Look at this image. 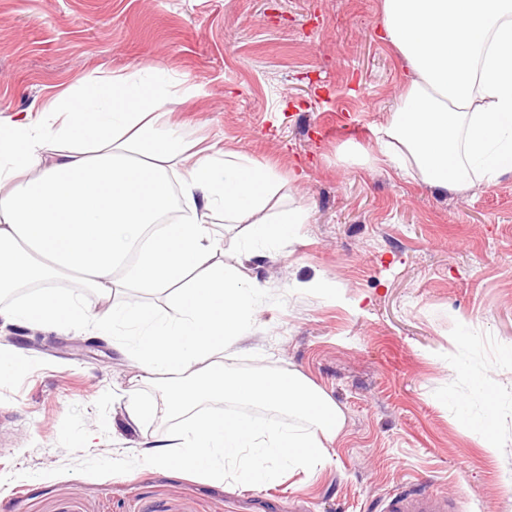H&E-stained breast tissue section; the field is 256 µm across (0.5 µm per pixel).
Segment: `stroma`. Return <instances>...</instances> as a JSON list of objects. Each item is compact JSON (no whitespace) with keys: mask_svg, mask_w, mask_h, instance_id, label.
I'll list each match as a JSON object with an SVG mask.
<instances>
[{"mask_svg":"<svg viewBox=\"0 0 512 512\" xmlns=\"http://www.w3.org/2000/svg\"><path fill=\"white\" fill-rule=\"evenodd\" d=\"M383 0H0V110L89 77L152 66L201 95L172 103L189 138L269 164L280 209L306 216L273 259L240 263L243 227L223 230L229 265L264 286L245 353L227 372L296 371L346 415L328 464L259 487L234 476L146 467L143 443L183 416L129 421L131 388L162 400L123 338L7 326L0 351V512H380L394 492L448 493L458 512H512V172L439 190L396 164H362L405 84L382 40ZM324 278L338 296L303 290ZM93 311L137 296L173 312V290L111 297L62 277ZM462 369L448 365L459 317ZM504 385L497 455L456 417L472 377Z\"/></svg>","mask_w":512,"mask_h":512,"instance_id":"1","label":"stroma"}]
</instances>
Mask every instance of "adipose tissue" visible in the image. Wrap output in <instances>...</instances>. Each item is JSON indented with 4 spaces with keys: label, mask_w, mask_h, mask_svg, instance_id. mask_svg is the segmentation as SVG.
<instances>
[{
    "label": "adipose tissue",
    "mask_w": 512,
    "mask_h": 512,
    "mask_svg": "<svg viewBox=\"0 0 512 512\" xmlns=\"http://www.w3.org/2000/svg\"><path fill=\"white\" fill-rule=\"evenodd\" d=\"M382 12L385 38L405 59L408 80L375 151L444 190L512 172V0H383ZM198 92L178 87L162 70L138 69L63 91L43 106L42 117L0 116V291H26L0 308V322L94 336L128 331V353L145 375L175 376L164 404L129 394L126 412L135 423L207 399L302 419L296 427L201 415L142 451L154 468L201 472L217 482L231 470L243 485L259 487L284 470L325 463L345 414L298 373L224 370L225 352L251 333L262 288L217 261L224 236L213 215L247 224L248 261L279 255L305 217L267 214L282 184L273 167L183 139L168 105ZM172 169L189 208L179 222L160 227L156 221L171 204ZM70 274L103 296L123 279L140 289L176 288L177 313L130 299L97 315L50 287ZM32 282L36 290L27 291ZM501 392L495 380L474 378L482 412L459 407L460 419L492 453L500 446Z\"/></svg>",
    "instance_id": "1"
}]
</instances>
